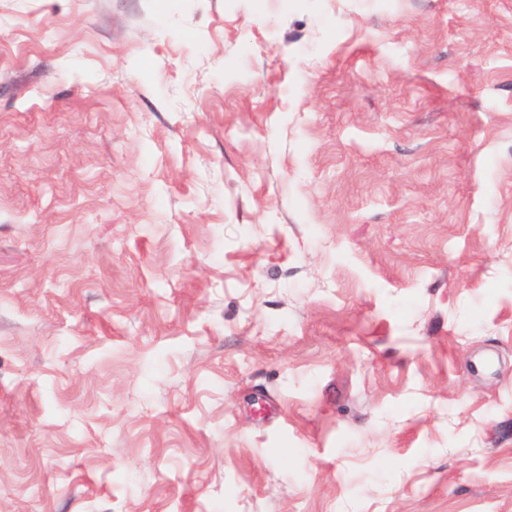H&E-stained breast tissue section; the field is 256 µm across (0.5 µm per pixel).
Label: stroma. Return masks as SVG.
Listing matches in <instances>:
<instances>
[{
	"mask_svg": "<svg viewBox=\"0 0 512 512\" xmlns=\"http://www.w3.org/2000/svg\"><path fill=\"white\" fill-rule=\"evenodd\" d=\"M0 512H512V0H0Z\"/></svg>",
	"mask_w": 512,
	"mask_h": 512,
	"instance_id": "obj_1",
	"label": "stroma"
}]
</instances>
